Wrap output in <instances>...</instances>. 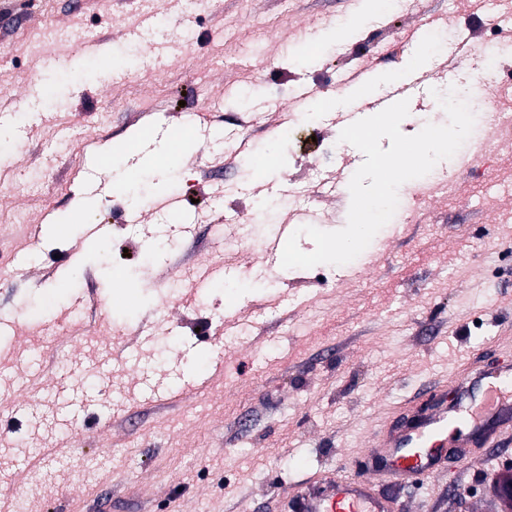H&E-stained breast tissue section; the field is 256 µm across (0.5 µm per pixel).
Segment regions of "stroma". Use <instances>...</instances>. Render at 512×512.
Here are the masks:
<instances>
[{
    "instance_id": "1",
    "label": "stroma",
    "mask_w": 512,
    "mask_h": 512,
    "mask_svg": "<svg viewBox=\"0 0 512 512\" xmlns=\"http://www.w3.org/2000/svg\"><path fill=\"white\" fill-rule=\"evenodd\" d=\"M492 0H403L364 15L362 0H0V497L10 512H289L292 488L328 469L395 492L401 512H494L512 474V427L399 488L369 454L403 412L452 399L463 365L512 368V124L454 188L418 178L424 197L383 227L377 266L271 267L274 225L345 226L350 179L364 161L340 142L346 107L295 105L308 87L342 94L351 70L405 81L426 53L441 64L418 87L404 134L447 115L435 98L476 60L460 47L489 36ZM140 29L141 39H128ZM104 38L111 63L83 53ZM297 125L296 143L280 135ZM179 125L198 145L163 172L197 223L145 207L128 186L65 238L85 186L81 144L110 145L116 173L132 132ZM248 141L226 162V143ZM278 166L258 173L254 152ZM342 187L324 193L322 181ZM302 215L287 204L289 191ZM109 234L84 247L87 227ZM137 300L108 308L113 279ZM166 401L142 403L144 384Z\"/></svg>"
}]
</instances>
